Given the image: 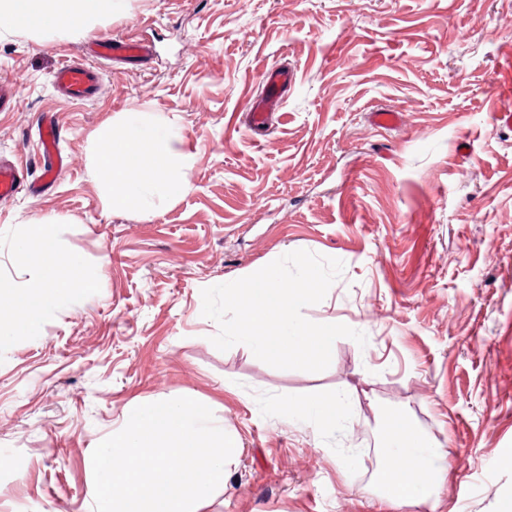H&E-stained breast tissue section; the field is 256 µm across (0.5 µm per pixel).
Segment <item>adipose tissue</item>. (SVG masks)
Masks as SVG:
<instances>
[{
	"instance_id": "obj_1",
	"label": "adipose tissue",
	"mask_w": 512,
	"mask_h": 512,
	"mask_svg": "<svg viewBox=\"0 0 512 512\" xmlns=\"http://www.w3.org/2000/svg\"><path fill=\"white\" fill-rule=\"evenodd\" d=\"M116 0H0V29L27 27L42 41L61 32H81L111 15ZM180 134L159 124L147 129L128 124L121 135L105 133L93 145V164L106 193L105 207L151 212L156 201H174L186 189L191 156L179 149ZM59 222L46 218L24 225L14 259L25 277L0 289V327L37 334L47 312L78 289L92 287L76 277L77 258L54 246ZM395 450L377 476L387 502L400 504L438 486L442 471L421 452L423 441L403 414L391 413Z\"/></svg>"
}]
</instances>
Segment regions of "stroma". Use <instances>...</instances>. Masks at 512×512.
Here are the masks:
<instances>
[{"instance_id":"stroma-1","label":"stroma","mask_w":512,"mask_h":512,"mask_svg":"<svg viewBox=\"0 0 512 512\" xmlns=\"http://www.w3.org/2000/svg\"><path fill=\"white\" fill-rule=\"evenodd\" d=\"M142 37L153 58L101 64L97 100L61 101L52 74L94 40ZM294 80L263 134L246 123L260 74ZM0 159L40 175L43 114L68 166L0 201V283L23 225L59 218L56 246L95 287L39 335L0 347V512H93L92 452L132 405L192 395L240 454L199 512H512V0H125L86 32L39 43L0 30ZM400 112L377 127L373 114ZM174 125L188 186L151 213L108 210L91 144L131 115ZM308 250L344 262L303 315L341 337L327 369H276L218 350L201 291ZM341 395L324 431L289 400ZM408 416L445 480L386 502L376 475L390 410Z\"/></svg>"}]
</instances>
